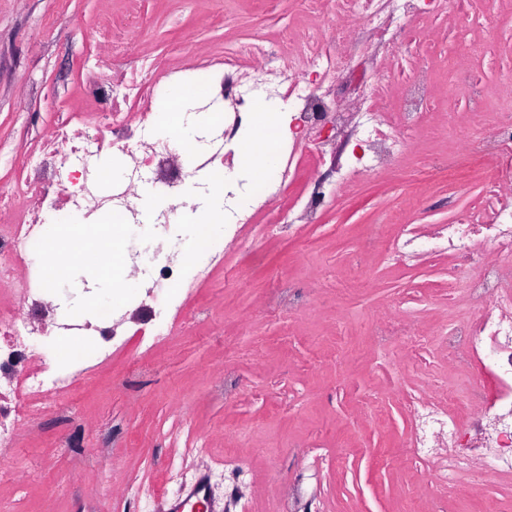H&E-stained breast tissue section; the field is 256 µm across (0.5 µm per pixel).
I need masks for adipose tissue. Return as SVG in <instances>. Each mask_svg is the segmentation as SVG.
<instances>
[{"instance_id": "1", "label": "adipose tissue", "mask_w": 512, "mask_h": 512, "mask_svg": "<svg viewBox=\"0 0 512 512\" xmlns=\"http://www.w3.org/2000/svg\"><path fill=\"white\" fill-rule=\"evenodd\" d=\"M173 235L179 236L184 249H192V228L198 224L217 226L224 215V180L214 178L206 198L179 211ZM129 227L102 222L94 227H63L48 238L43 259L47 265L50 286L72 283L76 275H84L97 290L119 297L132 287L125 272V244Z\"/></svg>"}]
</instances>
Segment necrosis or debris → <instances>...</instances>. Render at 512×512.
I'll return each instance as SVG.
<instances>
[{
	"label": "necrosis or debris",
	"mask_w": 512,
	"mask_h": 512,
	"mask_svg": "<svg viewBox=\"0 0 512 512\" xmlns=\"http://www.w3.org/2000/svg\"><path fill=\"white\" fill-rule=\"evenodd\" d=\"M508 9L512 0H303L276 37L258 33L180 69L134 51L145 30L136 7L104 11L97 49L83 62L94 76L89 109L55 122L0 188V452L42 414L67 409L75 371L48 357L65 345L84 349L91 329L99 343L90 361L132 344L148 355L193 319L191 302L225 253L252 251L244 228L294 236L318 223L332 196L413 160L426 177L475 167L485 175L483 194L453 223L429 236L410 224H376L361 242L365 250L382 243L391 265L447 256L446 298L464 296L465 313L436 326L381 315L367 334L392 372L424 379L405 402L402 443L420 470L410 490L419 512H447L450 501L474 496L483 512H500L492 487L512 475V82L486 81L482 68L512 58V34L493 24ZM359 57L365 92L350 103L340 88ZM197 80L205 87L190 109L212 122L202 149L190 152L172 134L179 107L171 92ZM258 105L287 113V126L254 119ZM243 132L273 149V170L258 186L231 171L222 233L200 234L189 256L168 236L128 248L127 277L147 286L148 326L115 320L107 297L96 327L62 313L41 260L50 227L94 217L140 223L149 186L176 198L203 195L205 176L227 166ZM428 137L447 150L422 153ZM106 149L124 160L107 185L97 162ZM325 166L335 176L331 192L311 174ZM444 362L465 372L460 386L449 385Z\"/></svg>",
	"instance_id": "necrosis-or-debris-1"
}]
</instances>
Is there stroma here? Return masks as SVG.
<instances>
[{
  "mask_svg": "<svg viewBox=\"0 0 512 512\" xmlns=\"http://www.w3.org/2000/svg\"><path fill=\"white\" fill-rule=\"evenodd\" d=\"M126 0H0V186L9 185L26 157L65 112L86 109L81 65L96 42L95 20L104 8ZM151 27L149 51L170 65L189 62L191 50L220 52L225 42L251 35L242 0L238 15L214 17L212 0H137ZM398 171L370 179L331 201L322 220L298 236L261 241L256 255L233 250L225 270H238L243 287L225 285L223 272L196 299L199 317L177 328L152 353L114 355L93 375L80 377L68 413L42 415L35 430L0 454V512H138L127 483L160 481L172 456L201 475L220 466L229 450L250 465L253 482L244 512H277L283 497L308 499L314 512H399L414 471L394 463L404 428L402 399L421 380L390 378L369 337L357 324L389 308L396 295L427 283L434 298L408 302L420 323L448 317L443 294L445 261L389 266L377 252H362L371 225L393 211L411 224H445L481 190L475 173H457L464 190L441 179L404 187ZM337 270L321 280L322 264ZM285 276L319 304L304 306L288 321L270 317L263 297ZM347 323L338 364L316 347L320 336ZM236 368L243 387L225 402L219 382ZM384 386L386 420L363 418L356 394ZM235 432V440L225 432ZM72 445L60 447V436ZM205 442L198 461L190 441ZM325 443L331 465L303 460L299 446Z\"/></svg>",
  "mask_w": 512,
  "mask_h": 512,
  "instance_id": "35a3bbf8",
  "label": "stroma"
}]
</instances>
